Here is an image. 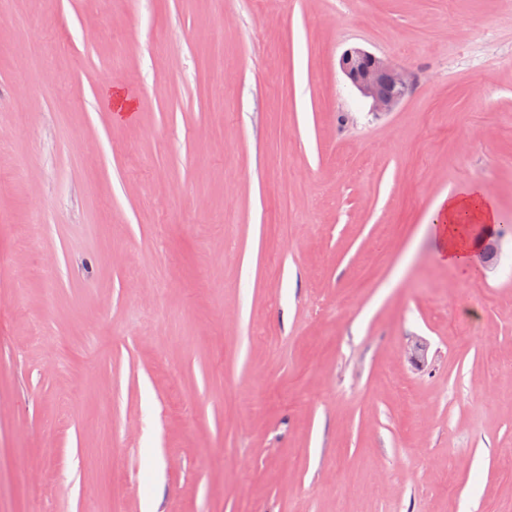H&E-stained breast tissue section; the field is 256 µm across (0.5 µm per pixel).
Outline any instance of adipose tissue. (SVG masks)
<instances>
[{"label":"adipose tissue","instance_id":"obj_1","mask_svg":"<svg viewBox=\"0 0 512 512\" xmlns=\"http://www.w3.org/2000/svg\"><path fill=\"white\" fill-rule=\"evenodd\" d=\"M438 208L443 214V222L438 226L437 233L441 241L447 244L443 259L452 267L471 268L478 246L469 238L467 227L480 223L487 228H495L499 213L494 201L481 186L474 185L461 194L442 197Z\"/></svg>","mask_w":512,"mask_h":512}]
</instances>
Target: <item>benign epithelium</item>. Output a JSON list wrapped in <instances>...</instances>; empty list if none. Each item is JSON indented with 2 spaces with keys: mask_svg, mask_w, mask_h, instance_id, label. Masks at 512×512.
<instances>
[{
  "mask_svg": "<svg viewBox=\"0 0 512 512\" xmlns=\"http://www.w3.org/2000/svg\"><path fill=\"white\" fill-rule=\"evenodd\" d=\"M339 65L361 95L371 100L373 111L379 114L392 111L409 90L410 75L406 69L362 48L345 50Z\"/></svg>",
  "mask_w": 512,
  "mask_h": 512,
  "instance_id": "obj_1",
  "label": "benign epithelium"
}]
</instances>
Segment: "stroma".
Listing matches in <instances>:
<instances>
[{
	"label": "stroma",
	"instance_id": "stroma-1",
	"mask_svg": "<svg viewBox=\"0 0 512 512\" xmlns=\"http://www.w3.org/2000/svg\"><path fill=\"white\" fill-rule=\"evenodd\" d=\"M474 183L511 221L512 0H0V512H512ZM340 68L361 95L371 100L378 114L391 112L405 97L410 87L406 69L362 48L345 50ZM439 210L444 224H436L437 233L447 249L442 258L448 266L470 269L478 245L467 234L468 224L480 223L487 226L490 233L499 224V213L494 201L487 196L480 185L469 187L458 195L444 196L439 200ZM468 223V224H467Z\"/></svg>",
	"mask_w": 512,
	"mask_h": 512
}]
</instances>
